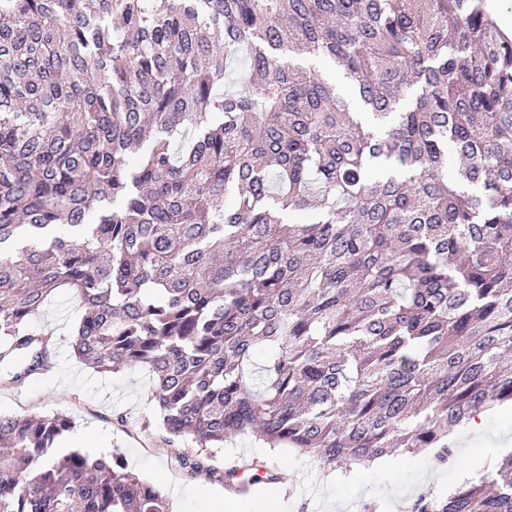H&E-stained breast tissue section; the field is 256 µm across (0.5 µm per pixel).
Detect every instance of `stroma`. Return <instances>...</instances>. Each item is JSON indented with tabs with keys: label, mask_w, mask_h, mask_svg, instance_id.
<instances>
[{
	"label": "stroma",
	"mask_w": 512,
	"mask_h": 512,
	"mask_svg": "<svg viewBox=\"0 0 512 512\" xmlns=\"http://www.w3.org/2000/svg\"><path fill=\"white\" fill-rule=\"evenodd\" d=\"M78 297L69 288L57 289L32 320L38 330L53 332L50 371L21 383L0 377V413H63L76 429L66 438L75 448L105 442L119 451L128 470L157 485L174 512H218L223 500L245 495L252 512H261L264 492L260 487L244 493L224 483L190 476L174 460V446L165 440L154 407L147 400L149 375L141 368L101 374L82 365L71 354V330L77 319ZM481 435L468 429L454 431L456 461L430 469L431 449L386 456L384 465L349 469L329 476L318 461L295 448H271L250 435L227 442L219 463L239 458H269L285 463L282 489L283 512H361L363 503L375 500L380 512H400L402 503L432 488L455 489L478 473L484 451L512 447V405L485 413Z\"/></svg>",
	"instance_id": "35a3bbf8"
}]
</instances>
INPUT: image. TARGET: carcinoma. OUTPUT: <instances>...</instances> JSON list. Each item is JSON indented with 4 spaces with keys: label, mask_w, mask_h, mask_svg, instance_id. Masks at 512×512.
I'll use <instances>...</instances> for the list:
<instances>
[{
    "label": "carcinoma",
    "mask_w": 512,
    "mask_h": 512,
    "mask_svg": "<svg viewBox=\"0 0 512 512\" xmlns=\"http://www.w3.org/2000/svg\"><path fill=\"white\" fill-rule=\"evenodd\" d=\"M58 288L75 357L149 373L193 476L234 485L242 434L447 462L512 403V39L485 0H0L10 381L49 367ZM74 427L0 414V512H170L120 452L59 454ZM409 512H512V455Z\"/></svg>",
    "instance_id": "cac0c4a2"
}]
</instances>
